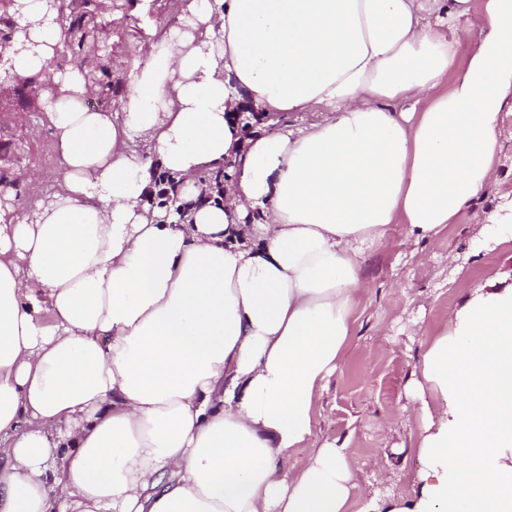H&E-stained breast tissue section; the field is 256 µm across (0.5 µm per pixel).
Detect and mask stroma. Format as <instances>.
<instances>
[{
    "label": "stroma",
    "instance_id": "obj_1",
    "mask_svg": "<svg viewBox=\"0 0 512 512\" xmlns=\"http://www.w3.org/2000/svg\"><path fill=\"white\" fill-rule=\"evenodd\" d=\"M59 0L66 24L55 71H79L93 86V110L116 111L139 49L176 26L181 0ZM38 102L12 99L0 112V196L25 214L61 181L53 131ZM512 205V112L502 122L498 178L437 237L414 241L403 227L368 252L367 284L345 355L318 401L314 433L346 448L358 489L350 512L373 501L407 498L418 487L419 420L411 392L422 349L488 280L512 271V241L485 244L491 217Z\"/></svg>",
    "mask_w": 512,
    "mask_h": 512
}]
</instances>
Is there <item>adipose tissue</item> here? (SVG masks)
I'll return each instance as SVG.
<instances>
[{"mask_svg":"<svg viewBox=\"0 0 512 512\" xmlns=\"http://www.w3.org/2000/svg\"><path fill=\"white\" fill-rule=\"evenodd\" d=\"M14 11L0 54L51 77L63 179L0 205V512H349L316 402L366 252L438 235L496 177L512 0H183L114 114L51 72L58 9ZM245 109L318 119L247 137ZM417 369L419 489L374 512H512V284L451 311Z\"/></svg>","mask_w":512,"mask_h":512,"instance_id":"adipose-tissue-1","label":"adipose tissue"}]
</instances>
